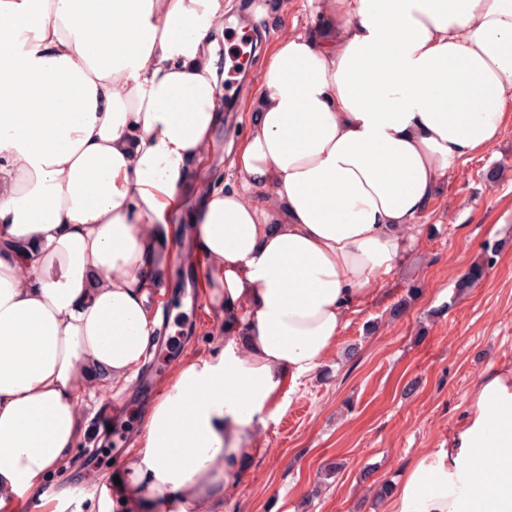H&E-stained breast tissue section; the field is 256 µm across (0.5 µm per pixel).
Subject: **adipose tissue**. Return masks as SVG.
<instances>
[{"mask_svg":"<svg viewBox=\"0 0 512 512\" xmlns=\"http://www.w3.org/2000/svg\"><path fill=\"white\" fill-rule=\"evenodd\" d=\"M250 93L231 189L191 185L223 108L224 0H0V512L42 498L98 387L159 328L182 236L224 349L156 400L97 512H207L249 436L391 274L450 164L512 127V0H317ZM189 229L175 221L189 195ZM387 512H512V369L490 366Z\"/></svg>","mask_w":512,"mask_h":512,"instance_id":"adipose-tissue-1","label":"adipose tissue"}]
</instances>
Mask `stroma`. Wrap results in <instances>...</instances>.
<instances>
[{
  "mask_svg": "<svg viewBox=\"0 0 512 512\" xmlns=\"http://www.w3.org/2000/svg\"><path fill=\"white\" fill-rule=\"evenodd\" d=\"M231 13L264 31L269 48L323 23L310 0H232ZM247 112L225 104L192 182L238 184L231 159ZM494 167L498 179L487 180ZM415 237L395 271L350 317L317 374L282 392V412L253 435L258 454L217 512H274L280 504L289 512H386L376 484L395 482L407 462L439 447L489 365L512 367V129L471 160L449 166ZM490 247L492 269L473 287H461ZM200 277L199 267L185 266L159 305L160 317H173L184 338L171 351L182 364L212 359L224 346V318L209 309ZM398 306L403 313L396 317ZM352 346L355 357L345 358ZM143 395L130 382L119 392L106 385L81 404L87 433L61 471L46 477L42 512H54V498L65 489L72 496L65 512H92L100 494L86 491V483L114 489L124 465L103 455L85 461L81 451L103 438L99 412L135 408Z\"/></svg>",
  "mask_w": 512,
  "mask_h": 512,
  "instance_id": "stroma-1",
  "label": "stroma"
}]
</instances>
